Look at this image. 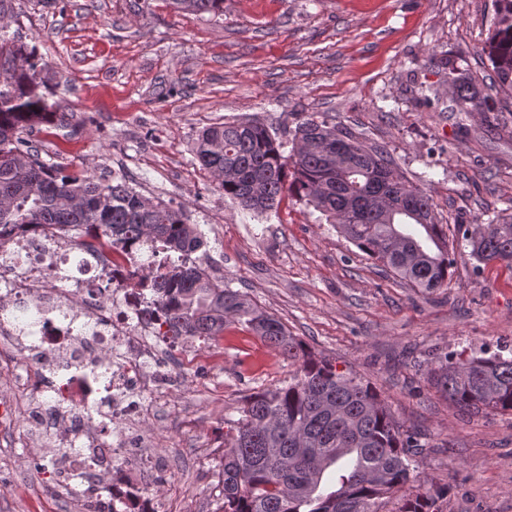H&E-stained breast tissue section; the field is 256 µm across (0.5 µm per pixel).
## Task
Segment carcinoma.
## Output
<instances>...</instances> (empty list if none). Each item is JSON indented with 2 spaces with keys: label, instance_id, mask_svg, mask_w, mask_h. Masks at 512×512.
Wrapping results in <instances>:
<instances>
[{
  "label": "carcinoma",
  "instance_id": "1",
  "mask_svg": "<svg viewBox=\"0 0 512 512\" xmlns=\"http://www.w3.org/2000/svg\"><path fill=\"white\" fill-rule=\"evenodd\" d=\"M14 0H0V229L5 226L84 224L124 248L145 246L150 309L164 335L209 345L237 324L298 363L285 387L250 394L241 418L224 438L223 504L218 512H381L413 481L418 434L391 414L357 374L340 372L290 335L273 315L224 284L196 253L208 246L184 209L148 197L123 177L103 180L71 173L41 158L23 133L50 121L40 88L50 65L17 33ZM177 12L224 14V0H170ZM495 16L481 47L495 74L483 87L466 69L443 58L455 111L505 135L499 95L512 100V0H494ZM341 142L338 155L330 145ZM291 153L264 125L232 120L203 130L195 156L224 196L258 214L278 209L285 191L326 216L338 232L413 287L431 292L448 284L455 251L437 221L427 190L410 182L385 147L348 127L304 119ZM291 184H286V181ZM478 270L499 264L512 271V214L484 224H460ZM430 379L456 407L512 414V357L453 353L431 362ZM419 490L390 512H432Z\"/></svg>",
  "mask_w": 512,
  "mask_h": 512
}]
</instances>
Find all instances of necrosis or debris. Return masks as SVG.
<instances>
[{"instance_id": "obj_1", "label": "necrosis or debris", "mask_w": 512, "mask_h": 512, "mask_svg": "<svg viewBox=\"0 0 512 512\" xmlns=\"http://www.w3.org/2000/svg\"><path fill=\"white\" fill-rule=\"evenodd\" d=\"M0 294L13 320L0 324V430L52 442L39 455L56 485L85 512H173L144 489L156 471L137 426L145 398L175 372L198 369L202 351L161 335L130 283L140 250L83 248V236L47 226L5 228ZM125 477H115V470Z\"/></svg>"}]
</instances>
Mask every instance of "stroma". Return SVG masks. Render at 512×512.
<instances>
[{"mask_svg":"<svg viewBox=\"0 0 512 512\" xmlns=\"http://www.w3.org/2000/svg\"><path fill=\"white\" fill-rule=\"evenodd\" d=\"M17 23L60 82L52 125L25 136L68 171L124 177L184 208L208 241L206 262L273 313L317 357L368 381L429 446L416 472L438 512H512V415L469 414L427 379L432 358L512 354V272H475L457 227L512 214V139L451 110L449 57L482 84L477 50L494 0H224V13H175L167 0H17ZM384 146L408 179L426 174L457 262L446 287L413 288L294 195L257 215L225 198L194 139L227 120L289 139L304 118ZM215 361L150 395L142 427L159 458L163 501L217 512L205 450L224 439L250 394L286 386L296 367L242 327ZM29 449L0 437V512H81L48 489Z\"/></svg>","mask_w":512,"mask_h":512,"instance_id":"obj_1","label":"stroma"}]
</instances>
